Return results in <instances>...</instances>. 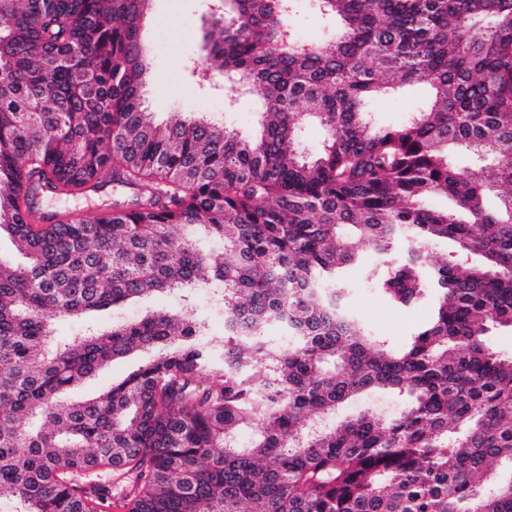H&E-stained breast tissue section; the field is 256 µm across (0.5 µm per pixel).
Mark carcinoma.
Masks as SVG:
<instances>
[{"label":"carcinoma","mask_w":512,"mask_h":512,"mask_svg":"<svg viewBox=\"0 0 512 512\" xmlns=\"http://www.w3.org/2000/svg\"><path fill=\"white\" fill-rule=\"evenodd\" d=\"M300 4L226 0L205 34L206 67L261 101L243 137L143 106L151 0H0V234L26 259L0 258L13 512H512V356L487 343L512 328V0H313L318 40L294 32ZM109 183L133 199L94 221L40 207ZM400 239L375 285L432 314L392 346L350 310L346 272L357 243ZM435 244L475 260L434 262ZM208 290L222 336L194 306ZM158 294L179 302L51 345L58 317ZM139 350L153 359L65 399ZM367 391L407 403L324 424ZM109 470L126 484L93 478ZM422 93L423 89L417 87L403 96L380 99L375 103L380 120L385 124L397 123L406 112L415 107Z\"/></svg>","instance_id":"cac0c4a2"}]
</instances>
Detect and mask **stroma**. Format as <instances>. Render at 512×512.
<instances>
[{"mask_svg":"<svg viewBox=\"0 0 512 512\" xmlns=\"http://www.w3.org/2000/svg\"><path fill=\"white\" fill-rule=\"evenodd\" d=\"M213 0H152L151 15L145 28V40L152 48V72L146 86L147 102L156 122H166L173 112H204L212 119L237 130L240 135L255 134L261 105L256 95L226 88H213L200 83L194 64L201 54L202 36L212 23ZM130 188L107 185L84 197L49 196L44 198L46 209L59 213H74L90 220L109 210L114 201L131 199ZM361 265L350 269L346 280L348 302L375 335L392 341L409 336L431 312L430 305L419 304L401 308L367 282L369 273L378 269L380 258L367 244H360ZM173 298L157 295L89 315L85 322L58 318L53 322V340L61 344L74 340L85 325L102 330L111 327L118 317L137 319L147 312L172 306ZM148 353L139 352L109 364L69 394L70 400L84 401L98 395L143 365Z\"/></svg>","mask_w":512,"mask_h":512,"instance_id":"35a3bbf8","label":"stroma"}]
</instances>
